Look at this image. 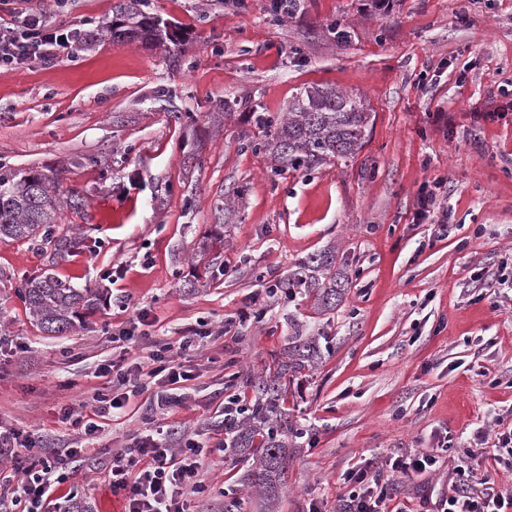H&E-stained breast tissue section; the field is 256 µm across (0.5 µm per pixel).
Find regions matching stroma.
Instances as JSON below:
<instances>
[{
	"instance_id": "stroma-1",
	"label": "stroma",
	"mask_w": 512,
	"mask_h": 512,
	"mask_svg": "<svg viewBox=\"0 0 512 512\" xmlns=\"http://www.w3.org/2000/svg\"><path fill=\"white\" fill-rule=\"evenodd\" d=\"M116 0H31L50 23L89 32ZM177 26L178 62L151 44L73 43L68 57L0 69V169L59 171L84 206L64 210L77 252L49 262L26 242L0 243V427L42 435L47 450L80 438L61 406L89 413L108 387L100 364L141 359L117 339L138 310L154 337L179 343L204 320L214 334L182 358L179 403L158 404L145 378L101 447H127L154 420L215 451L192 512H242L258 496L224 441V399L245 375L272 374L289 337L321 356L288 386L302 429L288 451L276 512L310 499L340 512L341 476L365 460L449 437L462 454L477 430L512 428V0H143ZM313 84L360 97L370 114L358 154L311 171L275 170L262 146L277 117ZM437 209L418 220L421 190ZM224 224L218 259L201 252ZM336 244L352 288L330 314L268 289L301 258ZM55 274L91 285L108 306L59 336L31 321L17 289ZM260 310L261 320H250ZM78 497L106 512V471L84 465ZM448 471L399 479L418 512Z\"/></svg>"
}]
</instances>
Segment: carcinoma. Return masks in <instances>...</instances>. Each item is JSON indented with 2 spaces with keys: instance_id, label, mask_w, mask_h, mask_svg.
<instances>
[{
  "instance_id": "carcinoma-1",
  "label": "carcinoma",
  "mask_w": 512,
  "mask_h": 512,
  "mask_svg": "<svg viewBox=\"0 0 512 512\" xmlns=\"http://www.w3.org/2000/svg\"><path fill=\"white\" fill-rule=\"evenodd\" d=\"M112 11L123 22L100 26L97 35L101 39L181 45L176 34L141 9V0H119ZM369 122L370 113L358 97L332 86H310L289 102L285 115L265 120L274 128L265 151L280 171L313 170L331 159L345 161L355 156ZM62 181L59 172L18 170L0 176V243L27 241L52 258L78 249L81 240L61 230L60 218L63 207L78 210L84 199L75 188L62 189ZM282 287L304 291L314 297L318 312L331 313L346 299L351 282L336 270V245L330 244L300 261L299 271L282 282ZM18 294L35 325L51 336L74 328L75 322L98 310L103 300L97 288H78L45 272L24 280ZM318 353L313 336L288 339L273 375L245 379L254 393L247 411L224 419V447L235 449L240 461L247 463L242 483L259 488L269 507L279 500L286 484L288 445L298 435L283 407L286 379L313 367Z\"/></svg>"
}]
</instances>
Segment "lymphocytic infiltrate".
<instances>
[{
  "label": "lymphocytic infiltrate",
  "instance_id": "lymphocytic-infiltrate-1",
  "mask_svg": "<svg viewBox=\"0 0 512 512\" xmlns=\"http://www.w3.org/2000/svg\"><path fill=\"white\" fill-rule=\"evenodd\" d=\"M13 0H0L10 7V21L0 23V67H26L39 61L59 58L72 42L71 30L48 23L32 8H15ZM206 324L189 328L179 345L164 343L151 350L147 363L132 367L112 362L100 365L101 375L125 384L130 371H147L149 377L174 386L191 380L192 372L179 363L180 352L189 350L195 339L209 335ZM125 396L98 394L91 415L75 414L62 407L65 420L80 429L87 445L99 443L115 410ZM175 425L154 423L148 433L137 434L132 447L111 458L107 476L113 495L122 497L125 512H190L192 495L203 493L201 480L205 467V444L178 438ZM41 440L35 433L10 429L0 433V446L8 450V463L0 467V512L21 507L22 512H45L62 483L76 476V463L86 455L85 448H66L57 453H41ZM439 457L431 450L398 451L384 466L373 463L349 469L343 480L351 489L344 499V512H408L395 502V478L414 479L436 473ZM472 466L458 464L448 471V493L439 503L440 512H512V493L494 487L474 488Z\"/></svg>",
  "mask_w": 512,
  "mask_h": 512
}]
</instances>
